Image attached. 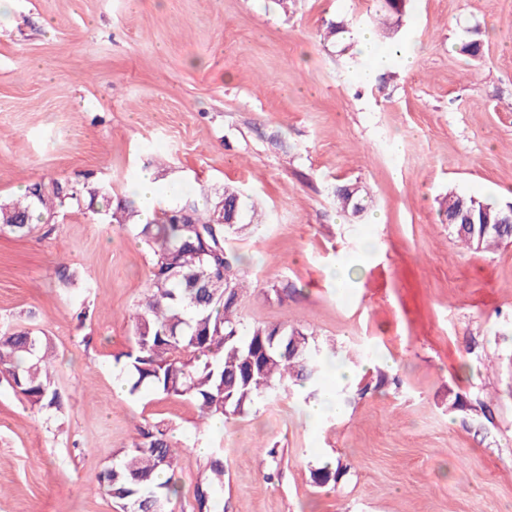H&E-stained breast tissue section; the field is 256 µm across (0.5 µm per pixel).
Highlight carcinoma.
Listing matches in <instances>:
<instances>
[{
    "label": "carcinoma",
    "instance_id": "cac0c4a2",
    "mask_svg": "<svg viewBox=\"0 0 512 512\" xmlns=\"http://www.w3.org/2000/svg\"><path fill=\"white\" fill-rule=\"evenodd\" d=\"M372 22L379 41L396 47L406 0H377ZM206 205L187 193L154 219L140 224V210L129 198L112 199V187L99 181L70 185L58 180L29 184L22 198L0 202V232L30 234L59 213L90 212L129 230L151 254L148 286L128 320L133 347L115 356L130 394L151 389L190 400L203 423L241 415L300 386L306 398L322 396L325 372L340 356L336 345L321 344L302 327L247 325L241 317L246 258L231 242L259 226L254 205L236 187L212 195L200 189ZM336 207L359 216L370 205L358 183L337 185ZM498 207L450 191L440 201L441 223L456 242L485 252L512 240V229L494 223ZM472 223H461V212ZM0 377L42 410L61 408L53 346L26 326L0 333ZM368 386L345 387L332 394L345 407L367 393ZM140 441L113 459L101 488L122 512H172L179 489L177 457L168 426L138 427ZM209 474L195 489L197 512H217L224 491V456L215 451L206 464ZM345 473L342 463L316 469L313 479L325 486Z\"/></svg>",
    "mask_w": 512,
    "mask_h": 512
}]
</instances>
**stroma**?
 I'll use <instances>...</instances> for the list:
<instances>
[{"instance_id":"stroma-1","label":"stroma","mask_w":512,"mask_h":512,"mask_svg":"<svg viewBox=\"0 0 512 512\" xmlns=\"http://www.w3.org/2000/svg\"><path fill=\"white\" fill-rule=\"evenodd\" d=\"M372 7L0 0V201L88 177L126 197L145 171L238 185L264 213L235 243L250 259L244 321L307 328L375 385L313 424L299 389L198 425L189 400L129 395L114 361L146 291L142 244L78 212L2 232L0 322L49 336L63 406L39 411L0 380V512H120L99 476L148 421L172 430L174 512H192L218 449L224 512H512V244L473 252L438 221L451 189L512 203V0H409L401 35L419 61L379 74L322 40L331 20L366 29ZM471 28L477 58L459 51ZM350 182L373 198L358 217L330 194ZM366 240L378 249L364 256ZM61 263L78 284L58 282ZM281 282L289 294L272 292ZM452 392L485 412L449 411ZM336 460L346 475L318 486Z\"/></svg>"}]
</instances>
